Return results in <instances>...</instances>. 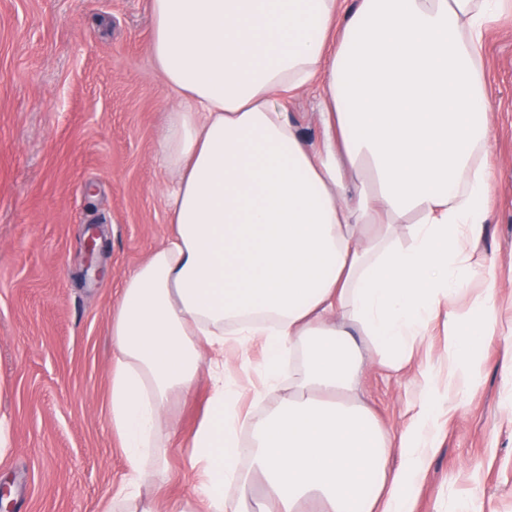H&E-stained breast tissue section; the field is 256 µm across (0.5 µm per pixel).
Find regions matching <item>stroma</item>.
I'll list each match as a JSON object with an SVG mask.
<instances>
[{"instance_id":"1","label":"stroma","mask_w":512,"mask_h":512,"mask_svg":"<svg viewBox=\"0 0 512 512\" xmlns=\"http://www.w3.org/2000/svg\"><path fill=\"white\" fill-rule=\"evenodd\" d=\"M151 0H0V419L11 435L0 482L11 512H102L125 472L108 423L111 319L123 277L169 232L172 179L159 140L174 95L154 68ZM492 112L491 218L480 241L493 260L495 311L512 322V9L484 37ZM96 226L100 276L86 272ZM500 344L468 404L445 407L415 512H448V495L479 492L483 512H512V382ZM420 393L412 375L378 365L361 395L402 430ZM209 395H174L169 471L143 489L156 512L190 497L183 449Z\"/></svg>"}]
</instances>
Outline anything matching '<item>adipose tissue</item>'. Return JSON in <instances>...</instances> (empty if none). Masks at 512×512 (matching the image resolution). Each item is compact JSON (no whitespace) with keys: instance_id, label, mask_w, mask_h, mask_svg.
<instances>
[{"instance_id":"ef3b65f1","label":"adipose tissue","mask_w":512,"mask_h":512,"mask_svg":"<svg viewBox=\"0 0 512 512\" xmlns=\"http://www.w3.org/2000/svg\"><path fill=\"white\" fill-rule=\"evenodd\" d=\"M151 0L150 51L178 103L160 140L177 179L164 243L112 308L109 424L125 456L104 512H155L162 414L210 394L172 512H414L447 401L503 334L487 284L491 112L483 35L507 0ZM320 86L306 142L287 93ZM413 422L382 425L364 365L400 373L430 326ZM260 347L251 400L231 354ZM448 339L445 335L441 322L434 325L425 339V347L430 354V360L433 364L439 365L443 360L444 351L447 347Z\"/></svg>"}]
</instances>
